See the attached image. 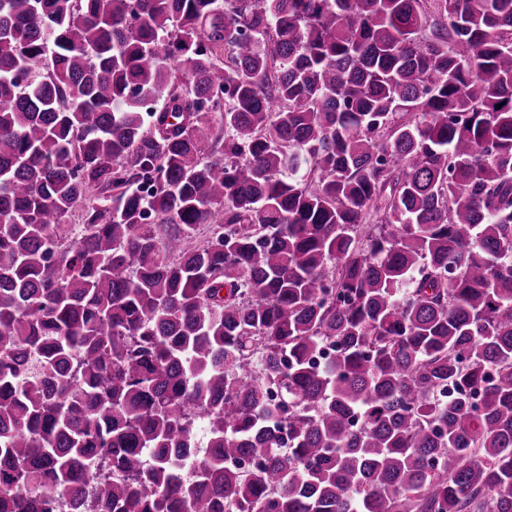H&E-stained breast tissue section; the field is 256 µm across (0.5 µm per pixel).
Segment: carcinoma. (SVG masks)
I'll use <instances>...</instances> for the list:
<instances>
[{
  "instance_id": "carcinoma-1",
  "label": "carcinoma",
  "mask_w": 512,
  "mask_h": 512,
  "mask_svg": "<svg viewBox=\"0 0 512 512\" xmlns=\"http://www.w3.org/2000/svg\"><path fill=\"white\" fill-rule=\"evenodd\" d=\"M56 497L512 512V0H0V512Z\"/></svg>"
}]
</instances>
